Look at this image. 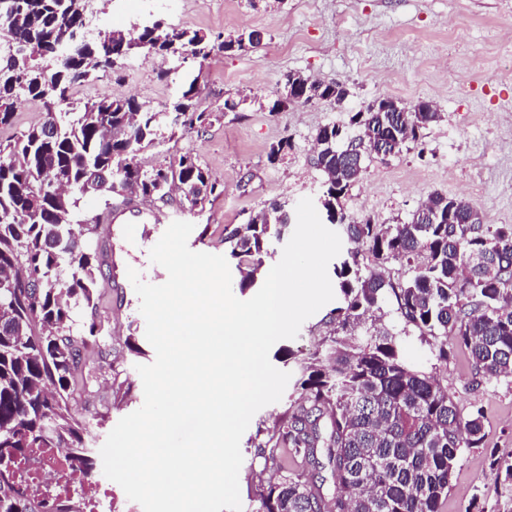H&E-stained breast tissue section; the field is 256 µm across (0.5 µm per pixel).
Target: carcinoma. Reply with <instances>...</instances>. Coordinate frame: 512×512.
Listing matches in <instances>:
<instances>
[{
    "mask_svg": "<svg viewBox=\"0 0 512 512\" xmlns=\"http://www.w3.org/2000/svg\"><path fill=\"white\" fill-rule=\"evenodd\" d=\"M12 43L0 51V125L11 124L22 96L39 100L42 122L0 142V512H51L49 498H27L13 486L15 463L33 448H66L68 465L87 478L97 458L85 443L87 422L72 405L89 387L82 368L91 319L76 327L81 308L101 297L95 226L78 219L86 196L137 198L176 190L196 206L223 188L189 151L150 169L137 157L153 144L167 113L129 97L83 104L71 90L104 68L146 49L164 58L186 52L203 60L216 48L252 47L251 33L219 46L198 30L145 22L112 37H89L72 54L69 42L83 25L77 0H10ZM317 98L343 103L340 83L304 77ZM171 108L191 129L207 120L198 111L195 83ZM438 112H355L350 127L368 141L384 140L390 153L416 142ZM347 131L326 125L316 134L313 164L324 176L327 220L341 227L350 248L334 268L340 305L330 312L331 332L305 358L294 360L295 391L285 411L257 424L250 443L263 459L251 470L247 512H440L465 451L483 445L484 411H463L443 383L448 333L466 351L472 383L512 389V225L467 223L470 203L430 195L402 224L350 222L340 194L364 175L374 152H347ZM52 177L54 184L47 183ZM285 203L273 200L248 223L224 228V250L245 290L264 278L272 246L288 233ZM412 268L393 285L382 268L390 261ZM392 294L405 327L418 332L430 370L410 365L401 336L383 320ZM328 468L331 503L315 472ZM491 467L512 500V461Z\"/></svg>",
    "mask_w": 512,
    "mask_h": 512,
    "instance_id": "cac0c4a2",
    "label": "carcinoma"
}]
</instances>
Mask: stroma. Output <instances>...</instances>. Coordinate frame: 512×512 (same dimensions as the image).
<instances>
[{
    "label": "stroma",
    "instance_id": "stroma-1",
    "mask_svg": "<svg viewBox=\"0 0 512 512\" xmlns=\"http://www.w3.org/2000/svg\"><path fill=\"white\" fill-rule=\"evenodd\" d=\"M151 11L153 19L213 40L262 34L256 48L232 55L216 50L205 60L143 50L81 85L84 101L133 96L160 110L185 82L196 81L198 107L209 113V124L177 132L141 151L139 160L149 168L189 150L223 182V195L194 208L177 194L159 203L182 209L195 232H206L203 252L223 254L225 227L247 223L271 201L293 208L302 198H319L323 175L311 162L317 130L348 124L351 113L383 97L409 107L432 102L441 119L424 129L420 146L369 161L342 199L348 220L397 224L439 192L470 201L485 223L512 225V0H282L274 6L233 0L229 7L224 0H154ZM290 71L344 84L350 95L338 106L270 113ZM228 99L239 101L237 111H225ZM285 138L291 149L269 161L271 146ZM95 318L102 342L84 352L90 393L73 411L88 423L87 445L98 450L118 421L142 406L136 367L153 363L156 353L133 286L104 289ZM326 320V310H319L296 338L278 341L271 363L283 368V348L307 357L325 335ZM131 333L140 347L136 354L125 348ZM471 379L466 356L456 352L445 382L461 407L482 406L485 441L465 453L441 512H464L475 500L512 512L490 473L492 459H512V391L475 387Z\"/></svg>",
    "mask_w": 512,
    "mask_h": 512
}]
</instances>
